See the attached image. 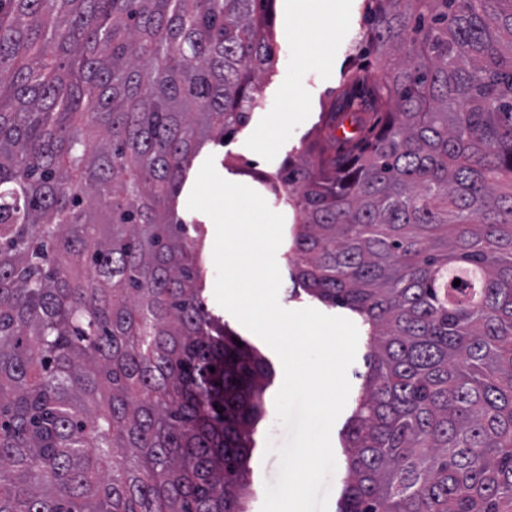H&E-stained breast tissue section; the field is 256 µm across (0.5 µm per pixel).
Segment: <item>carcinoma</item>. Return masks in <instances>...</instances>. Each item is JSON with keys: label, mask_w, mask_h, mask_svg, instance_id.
I'll return each instance as SVG.
<instances>
[{"label": "carcinoma", "mask_w": 512, "mask_h": 512, "mask_svg": "<svg viewBox=\"0 0 512 512\" xmlns=\"http://www.w3.org/2000/svg\"><path fill=\"white\" fill-rule=\"evenodd\" d=\"M266 2L0 0V512H247L271 368L176 201L260 106ZM365 12L278 194L372 345L337 512H512V0Z\"/></svg>", "instance_id": "obj_1"}]
</instances>
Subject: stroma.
Returning <instances> with one entry per match:
<instances>
[{"instance_id":"obj_1","label":"stroma","mask_w":512,"mask_h":512,"mask_svg":"<svg viewBox=\"0 0 512 512\" xmlns=\"http://www.w3.org/2000/svg\"><path fill=\"white\" fill-rule=\"evenodd\" d=\"M350 17L346 33L335 43L321 46V62L315 69L301 74L298 81L300 95H289L285 82L287 73L283 62L291 53L290 40L297 39L310 44H318L324 24L319 18H312L301 27L296 36L286 34L283 0H268L265 6V20L272 34L275 64L270 73L260 83L262 104L256 108L249 124L234 137L225 142L212 141L203 149L204 155L213 156L217 172L226 180L250 186L260 193L271 209L283 212L285 219H292V212L284 211L272 191L275 178L289 160L311 150L316 136L322 106L339 85L340 78L352 64L351 45L365 37L367 29L363 24L365 0H347ZM301 113L303 119L293 130L278 133L275 122L279 114ZM264 138L262 151L250 150L249 144L256 138ZM179 211L187 212L193 223L201 226L204 235L202 265L205 287L203 298L208 309L244 340L254 346L270 363L272 377L265 391V415L258 423L254 438L256 448L251 456L253 497L249 512H261L264 501V484L274 480L278 471L277 455H266L268 436H275L277 442H284L286 431L276 419L275 395L283 381L282 364L275 352L259 337L242 326L229 312L220 307L214 296L216 268L213 260L215 237L214 223L209 216L197 211H188L186 198H179Z\"/></svg>"}]
</instances>
